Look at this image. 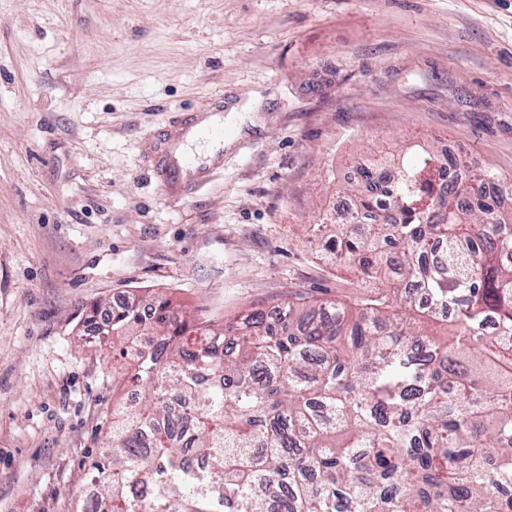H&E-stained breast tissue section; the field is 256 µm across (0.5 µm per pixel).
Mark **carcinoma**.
<instances>
[{
  "instance_id": "cac0c4a2",
  "label": "carcinoma",
  "mask_w": 512,
  "mask_h": 512,
  "mask_svg": "<svg viewBox=\"0 0 512 512\" xmlns=\"http://www.w3.org/2000/svg\"><path fill=\"white\" fill-rule=\"evenodd\" d=\"M414 153L360 156L394 183L346 182L349 218L308 225L366 299L192 325L165 294L149 314L124 297L82 512H512V178Z\"/></svg>"
}]
</instances>
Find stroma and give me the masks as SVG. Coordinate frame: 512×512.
<instances>
[{
    "mask_svg": "<svg viewBox=\"0 0 512 512\" xmlns=\"http://www.w3.org/2000/svg\"><path fill=\"white\" fill-rule=\"evenodd\" d=\"M448 135L512 177V0H0V512H73L105 446L82 308L351 299L303 225L345 162Z\"/></svg>",
    "mask_w": 512,
    "mask_h": 512,
    "instance_id": "35a3bbf8",
    "label": "stroma"
}]
</instances>
